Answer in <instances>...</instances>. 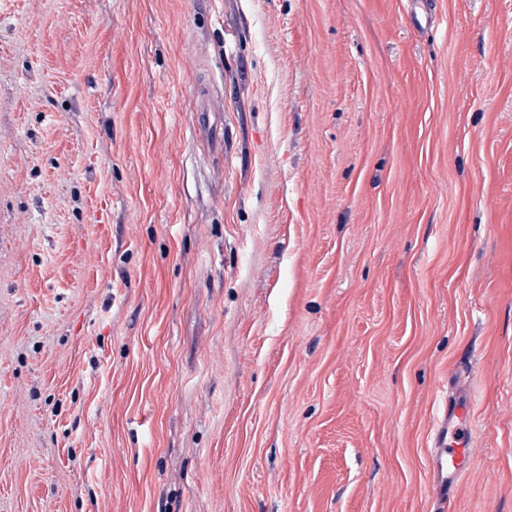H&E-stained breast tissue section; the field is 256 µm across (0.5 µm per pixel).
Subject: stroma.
I'll use <instances>...</instances> for the list:
<instances>
[{
	"instance_id": "1",
	"label": "stroma",
	"mask_w": 512,
	"mask_h": 512,
	"mask_svg": "<svg viewBox=\"0 0 512 512\" xmlns=\"http://www.w3.org/2000/svg\"><path fill=\"white\" fill-rule=\"evenodd\" d=\"M0 512H512V0H0ZM474 418L469 394L445 399L442 425L435 437V470L438 486L434 490L445 501L467 476L473 456Z\"/></svg>"
}]
</instances>
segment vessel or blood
<instances>
[{"mask_svg": "<svg viewBox=\"0 0 512 512\" xmlns=\"http://www.w3.org/2000/svg\"><path fill=\"white\" fill-rule=\"evenodd\" d=\"M473 432L470 395L461 393L446 399L443 422L435 437L436 492L441 498H450L470 470Z\"/></svg>", "mask_w": 512, "mask_h": 512, "instance_id": "b4317fda", "label": "vessel or blood"}]
</instances>
